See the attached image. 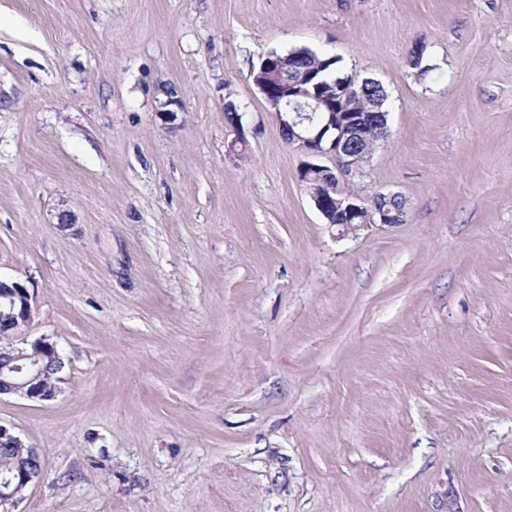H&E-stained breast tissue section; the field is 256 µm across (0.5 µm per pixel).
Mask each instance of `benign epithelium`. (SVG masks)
I'll list each match as a JSON object with an SVG mask.
<instances>
[{
	"instance_id": "benign-epithelium-1",
	"label": "benign epithelium",
	"mask_w": 512,
	"mask_h": 512,
	"mask_svg": "<svg viewBox=\"0 0 512 512\" xmlns=\"http://www.w3.org/2000/svg\"><path fill=\"white\" fill-rule=\"evenodd\" d=\"M253 82L262 94L268 110L275 115L280 127L288 129V144L296 146L310 160L305 162L299 176L305 184L311 202L327 224L343 226L356 232L370 224L392 225L403 222V209L395 206V194H376L370 206L337 190L340 179L361 174L374 145L363 148V130L376 127L378 138L387 133L388 113L347 112L344 103L352 97H368L373 93L383 97L381 83L370 78L351 79L323 95L306 87L312 73L300 72L293 63L277 58H265L260 69L252 74ZM163 99L159 100L157 115L169 124L175 118L174 107L179 105L176 92L162 87ZM332 155L338 167L317 162L324 155ZM0 300L5 310H0V334L13 337L17 331L34 320L35 309L27 288L18 282L0 280ZM6 363L0 366V395H18L35 402H47L56 397V388L43 384L45 360H54L63 368V358L56 344L42 338L30 347L10 345L3 354ZM31 468L18 474L0 478V507L13 505L23 497L24 491L43 474V461L37 449L29 450Z\"/></svg>"
}]
</instances>
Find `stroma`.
<instances>
[{
	"mask_svg": "<svg viewBox=\"0 0 512 512\" xmlns=\"http://www.w3.org/2000/svg\"><path fill=\"white\" fill-rule=\"evenodd\" d=\"M303 46L384 86L340 185L402 223L314 208L250 78ZM0 278L65 362L12 512H512V0H0Z\"/></svg>",
	"mask_w": 512,
	"mask_h": 512,
	"instance_id": "obj_1",
	"label": "stroma"
}]
</instances>
